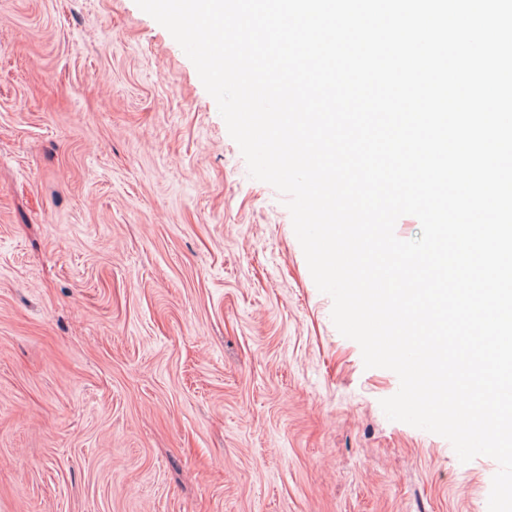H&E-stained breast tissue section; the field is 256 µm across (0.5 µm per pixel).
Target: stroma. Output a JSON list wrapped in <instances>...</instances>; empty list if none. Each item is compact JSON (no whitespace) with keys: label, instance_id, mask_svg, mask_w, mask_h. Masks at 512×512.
Listing matches in <instances>:
<instances>
[{"label":"stroma","instance_id":"1","mask_svg":"<svg viewBox=\"0 0 512 512\" xmlns=\"http://www.w3.org/2000/svg\"><path fill=\"white\" fill-rule=\"evenodd\" d=\"M135 0H0V512H481Z\"/></svg>","mask_w":512,"mask_h":512}]
</instances>
